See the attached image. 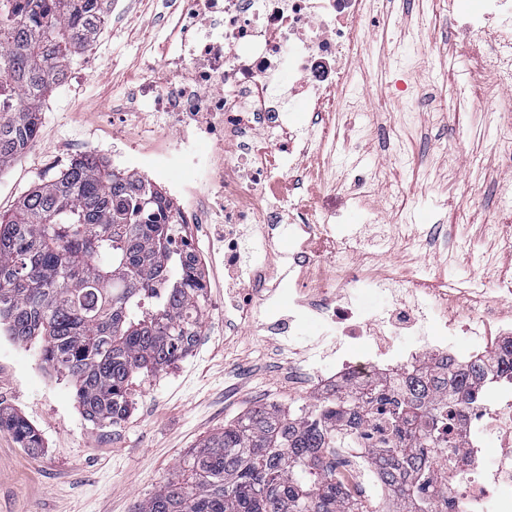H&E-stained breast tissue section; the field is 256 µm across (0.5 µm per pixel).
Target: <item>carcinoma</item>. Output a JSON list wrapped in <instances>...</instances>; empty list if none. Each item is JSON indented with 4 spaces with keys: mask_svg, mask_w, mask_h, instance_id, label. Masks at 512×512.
Masks as SVG:
<instances>
[{
    "mask_svg": "<svg viewBox=\"0 0 512 512\" xmlns=\"http://www.w3.org/2000/svg\"><path fill=\"white\" fill-rule=\"evenodd\" d=\"M0 0V170L36 139L40 104L73 57L81 31L101 26V0ZM179 222L165 193L104 160L84 156L22 194L0 214V329L41 343L44 369L68 380L87 422L125 419L141 376L164 371L195 347L203 320L202 272L175 247ZM455 390L425 362L388 412L391 439L368 449L382 482L406 512H438L443 479L418 496L448 423L449 398L470 394L478 363L447 364ZM368 396L343 385L299 410L256 407L186 452L137 512H386L350 503L328 456L355 448L354 420ZM0 431L21 447H43L23 416L0 407Z\"/></svg>",
    "mask_w": 512,
    "mask_h": 512,
    "instance_id": "1",
    "label": "carcinoma"
}]
</instances>
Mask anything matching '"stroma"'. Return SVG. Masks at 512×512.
<instances>
[{
	"mask_svg": "<svg viewBox=\"0 0 512 512\" xmlns=\"http://www.w3.org/2000/svg\"><path fill=\"white\" fill-rule=\"evenodd\" d=\"M430 0H374L368 37L373 52L358 60L341 94L361 98L364 110L332 118L349 145L328 143L322 161L331 191L320 200L336 211L337 232L359 241L358 259L385 254L396 265L456 288H482L497 299L512 278V253L496 236L512 233L498 221L493 187L506 172L494 148L491 113L471 102L461 76L467 60L451 18L430 11ZM105 27L77 56L75 86L54 88L41 105L42 120L32 150L0 171V212L14 208L31 186L60 172L62 147L91 149L105 140L113 159L129 147L113 129L119 115L141 131L142 165L157 164L159 143L173 132L153 103L133 90L163 72L164 56L180 50L174 0H111ZM432 92L446 111L424 109L406 116L400 86ZM383 170V193L403 191L402 223L359 206L338 183L360 172ZM496 234H489V224ZM244 248L258 258L270 280L286 266L292 245L288 225L265 245L252 229H238ZM397 247L384 252L383 237ZM426 243L416 249L415 240ZM204 320L188 357L132 390L133 408L120 423L96 428L86 422L73 389L43 370L38 345H20L0 334V406L25 417L40 433L41 451L21 448L0 431V512H135L138 503L165 481L181 457L211 433L261 401L298 408L306 394L288 381V362L300 361L325 330L309 322L298 338L281 344L257 326L224 324V299L237 295L236 280L223 261L203 270Z\"/></svg>",
	"mask_w": 512,
	"mask_h": 512,
	"instance_id": "35a3bbf8",
	"label": "stroma"
}]
</instances>
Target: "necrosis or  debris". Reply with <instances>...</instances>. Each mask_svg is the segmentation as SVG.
I'll list each match as a JSON object with an SVG mask.
<instances>
[{"label": "necrosis or debris", "mask_w": 512, "mask_h": 512, "mask_svg": "<svg viewBox=\"0 0 512 512\" xmlns=\"http://www.w3.org/2000/svg\"><path fill=\"white\" fill-rule=\"evenodd\" d=\"M178 23L191 32L199 23L218 29L182 54L165 58L166 77L145 81L137 96L150 99L165 114L175 135L165 152L183 171L168 200L186 232L178 247L193 249L199 227L212 223L211 197L223 196L222 245L225 268L249 283L246 293L224 313L229 321H255L273 336L297 335L319 317L334 325L329 351L320 344L310 355L288 366L295 385L332 395L336 387L353 383L374 388L384 378H404L427 360H463L472 343H486L487 323L497 324L499 341L494 365L485 373L471 401L451 405L448 438L453 447L432 462L434 473L457 477L448 497V512H512V375L500 372L512 360V313L489 314L484 292L449 295L429 281L394 267L362 265L350 269L347 259L357 250L352 239L333 232L331 212L319 211L315 199H299L283 207L279 190L295 183L297 159L313 150L312 140L297 139L290 115L271 77L287 66L296 77L291 94L301 97L309 112L322 116L323 137H330L329 113L340 111L339 86L350 78L353 62L371 50L366 38L367 0H177ZM437 12L460 19L463 37L458 51L476 75L468 84L476 103H495V146L503 167L512 170V101L498 102L512 86V0H479L471 13L459 0H437ZM289 222L293 246L288 255V315L280 317L265 295L262 271L243 257L232 232L245 224L270 237L276 224ZM324 243L323 253L309 249L308 239ZM333 260L331 273L308 281L309 267L320 255ZM393 291L415 301L412 321L401 320L395 306L373 312L352 301L377 277ZM428 292L441 316L429 322L419 305ZM411 328V345L394 343ZM391 337L381 346L380 337ZM497 454V470L484 464Z\"/></svg>", "instance_id": "4bbe7bcc"}]
</instances>
